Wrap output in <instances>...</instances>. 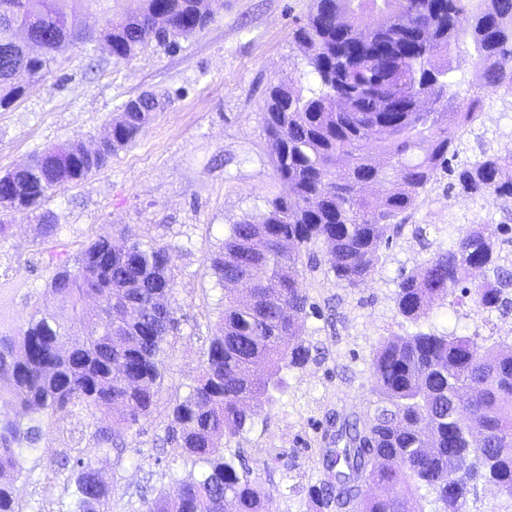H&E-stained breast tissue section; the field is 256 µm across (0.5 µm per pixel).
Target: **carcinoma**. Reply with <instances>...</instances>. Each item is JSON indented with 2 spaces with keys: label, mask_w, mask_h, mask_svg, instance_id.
Returning a JSON list of instances; mask_svg holds the SVG:
<instances>
[{
  "label": "carcinoma",
  "mask_w": 512,
  "mask_h": 512,
  "mask_svg": "<svg viewBox=\"0 0 512 512\" xmlns=\"http://www.w3.org/2000/svg\"><path fill=\"white\" fill-rule=\"evenodd\" d=\"M77 0L104 21L112 57L127 60L155 44L170 47L202 30L224 0ZM70 0H0V108L21 97L19 69L41 80L61 44L77 39ZM294 39L305 49L313 84L271 83L263 104L276 196L257 216L232 224L210 258L224 307L198 383L172 408L169 438L203 465L179 493L159 494L147 512H264L266 493L244 463L224 456L289 389V375L311 360L306 338L310 297L299 278L333 276L358 288L403 235L427 187L448 175V189L512 212V154L480 150L459 159L476 133L483 96L512 88V0H313ZM479 65V84L463 96L451 65L461 46ZM438 90L436 111L419 112L418 95ZM168 100L144 94L140 110L122 108L109 123L92 165L46 149L0 185V214L59 228L42 204L66 185L99 171L133 144ZM373 184L385 186L373 194ZM440 246L401 275L394 303L411 322L441 301L458 314H512V226L448 223ZM175 247L140 238L124 247L101 235L73 261L54 265L49 287L64 319L36 310L13 337H0V476L22 474L46 431L64 448L45 469L73 478V512H110L83 436L65 416L100 414L96 447L117 445L121 430L151 414L163 368V342L177 318ZM476 270L483 281L467 286ZM102 295L106 304L86 308ZM376 396L365 419L336 416L325 479L309 489L311 512H424L411 502L433 496L434 512H466L488 482L512 492V349L485 345L479 333L418 332L387 339L369 364ZM27 422H22V419ZM426 490L427 494L420 493ZM0 512H23L0 482Z\"/></svg>",
  "instance_id": "carcinoma-1"
}]
</instances>
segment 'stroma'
<instances>
[{
	"instance_id": "obj_1",
	"label": "stroma",
	"mask_w": 512,
	"mask_h": 512,
	"mask_svg": "<svg viewBox=\"0 0 512 512\" xmlns=\"http://www.w3.org/2000/svg\"><path fill=\"white\" fill-rule=\"evenodd\" d=\"M312 0H224L223 10L202 31L171 48L148 47L118 61L105 43L70 45L44 80L0 109V173L26 163L47 147L62 149L82 140L94 144L119 107L146 91L167 95L169 106L134 144L113 155L95 174L62 188L45 202L61 233L44 240L36 223L18 219L0 239V335H12L36 309L56 310L47 281L51 257H75L104 233L131 227L145 240L175 248L173 305L178 325L164 343L162 377L153 412L122 434L119 448L103 452L92 437L94 418L76 411L86 458L98 469L112 512H145L158 494L175 495L193 462L167 439L170 409L195 384L214 334L224 292L208 259L231 224L261 213L269 197L287 194L275 179L262 110L272 81L307 78V59L293 32ZM485 148L503 153L512 142V90L500 89L486 102ZM498 209L446 183L431 187L413 217L428 239L446 243L443 224L504 222ZM423 257L411 231L388 249L372 277L355 291L322 280L310 294L317 311L306 321L315 352L295 371L287 394L265 407L250 431L231 439L225 455H241L250 478L266 492L276 512H308V489L320 481L317 461L330 410L367 416L374 396L369 362L379 342L430 328L456 327L490 342L512 345L500 317L486 325L464 320L452 325L444 305L430 319L413 323L398 315L394 293L401 271ZM61 449L46 433L38 458L27 459L12 481L24 512H58L69 497L63 483L46 482L39 459Z\"/></svg>"
}]
</instances>
